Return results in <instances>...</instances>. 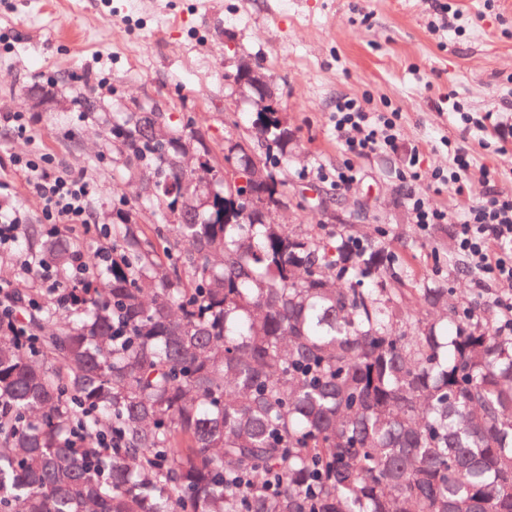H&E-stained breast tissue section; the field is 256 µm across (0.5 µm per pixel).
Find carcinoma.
Listing matches in <instances>:
<instances>
[{"label":"carcinoma","mask_w":512,"mask_h":512,"mask_svg":"<svg viewBox=\"0 0 512 512\" xmlns=\"http://www.w3.org/2000/svg\"><path fill=\"white\" fill-rule=\"evenodd\" d=\"M112 126L154 178V247L131 218L117 256L30 288L0 327V512H512V332L493 302L420 286L384 246L224 219L200 205L183 134ZM269 164L288 127L264 117ZM66 271L85 245L36 244Z\"/></svg>","instance_id":"1"}]
</instances>
